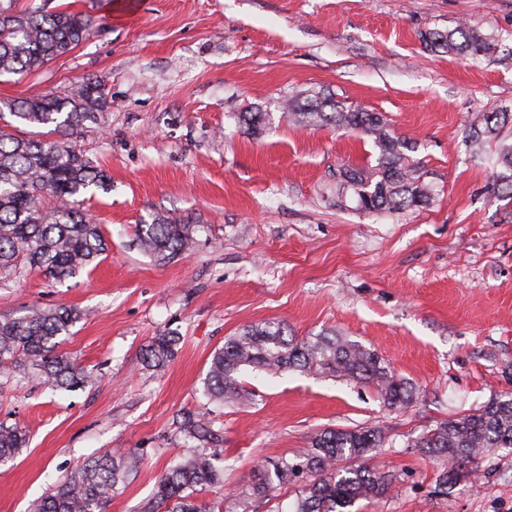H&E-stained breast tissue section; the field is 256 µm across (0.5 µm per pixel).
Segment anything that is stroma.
<instances>
[{
	"instance_id": "1",
	"label": "stroma",
	"mask_w": 512,
	"mask_h": 512,
	"mask_svg": "<svg viewBox=\"0 0 512 512\" xmlns=\"http://www.w3.org/2000/svg\"><path fill=\"white\" fill-rule=\"evenodd\" d=\"M92 18L86 40L26 77L0 78V101L37 89L106 82L110 105L74 139L107 176L83 196L109 249L64 283L36 271L0 282V317L74 307L63 349L92 370L84 389L0 382V422L28 443L0 465V512H33L52 486L107 451L136 450L137 472L106 512H139L185 451L181 412L208 411L224 430V512H275L239 500L262 461L289 458L324 428L376 427L385 443L363 463L388 474L387 495L352 512H512V456L475 465L439 494L441 463L413 448L423 432L512 393V192L497 184L494 147L473 156L475 113L512 108V0H17ZM491 35L490 56L430 52L427 29ZM307 90L371 112L418 143L436 194L426 205L368 214L336 205L333 175L378 155L370 139L301 127L280 109ZM261 106L263 132L240 112ZM165 217L191 246L158 263L136 225ZM278 321L298 337L336 334L374 350L415 400L384 407L364 383L316 371L242 373L254 402L203 395L215 350L244 326ZM179 336L174 359L145 366L140 349Z\"/></svg>"
}]
</instances>
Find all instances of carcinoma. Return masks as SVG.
I'll return each instance as SVG.
<instances>
[{"instance_id": "1", "label": "carcinoma", "mask_w": 512, "mask_h": 512, "mask_svg": "<svg viewBox=\"0 0 512 512\" xmlns=\"http://www.w3.org/2000/svg\"><path fill=\"white\" fill-rule=\"evenodd\" d=\"M91 18L67 9H19L16 0H0V77H23L69 53L88 34ZM431 51L479 56L497 49L490 37L465 25L452 30L420 33ZM0 110V278H20L37 270L50 283L76 278L101 262L108 245L101 225L80 208L79 197L104 187L105 175L73 144L71 136L85 123L97 121L108 107L105 84L87 78L70 90L38 91L5 104ZM283 110L303 125H331L370 138L378 149L375 164L361 169H336V205L353 204L365 213L400 211L426 204L434 183L426 180L424 161L416 145L397 136L386 115L352 108L321 92H307L283 102ZM50 127L52 138H19L6 120ZM511 112H480L470 124L471 146L482 150L496 141L500 180L512 190V142L499 139ZM266 113H239L254 135L262 133ZM192 228L177 219L136 225L139 248L164 261L182 252ZM82 319L72 307L38 309L18 318L0 319V377L22 372L55 389L74 390L94 376L60 351L65 337ZM179 337L154 336L142 349L148 367L162 369L174 358ZM270 372L316 371L374 386L390 409L406 408L415 392L390 366L363 345L342 337L297 338L280 322L243 327L211 358L204 395L212 401L237 399L246 368ZM176 429L197 449L177 457L158 478L154 494L141 512H214L198 494L224 486V469L216 464L223 431L201 412L182 415ZM377 429H325L310 446L293 457L279 458L260 468V478L239 496H268L299 478H306L290 512H348L361 499L384 497L389 479L346 462L381 448ZM26 445L16 424L0 422V462H7ZM413 447L437 457L444 468L437 476L441 492L470 476L469 464L512 451V395L494 398L460 418L446 420L424 432ZM142 458L134 450L107 452L87 461L60 480L35 506V512H106L118 486L138 470Z\"/></svg>"}]
</instances>
